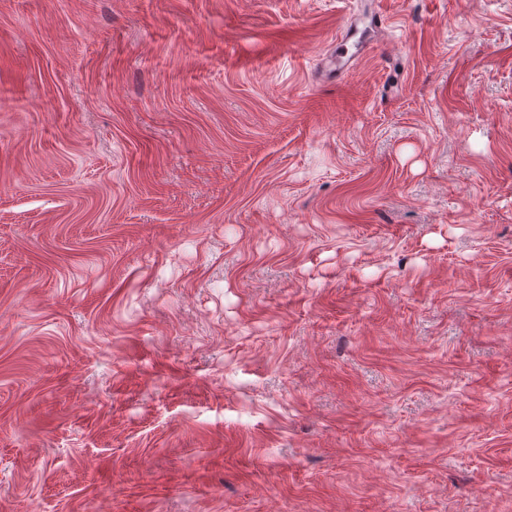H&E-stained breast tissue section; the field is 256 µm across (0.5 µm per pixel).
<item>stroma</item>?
Segmentation results:
<instances>
[{"instance_id": "35a3bbf8", "label": "stroma", "mask_w": 512, "mask_h": 512, "mask_svg": "<svg viewBox=\"0 0 512 512\" xmlns=\"http://www.w3.org/2000/svg\"><path fill=\"white\" fill-rule=\"evenodd\" d=\"M0 512H512V0H0Z\"/></svg>"}]
</instances>
